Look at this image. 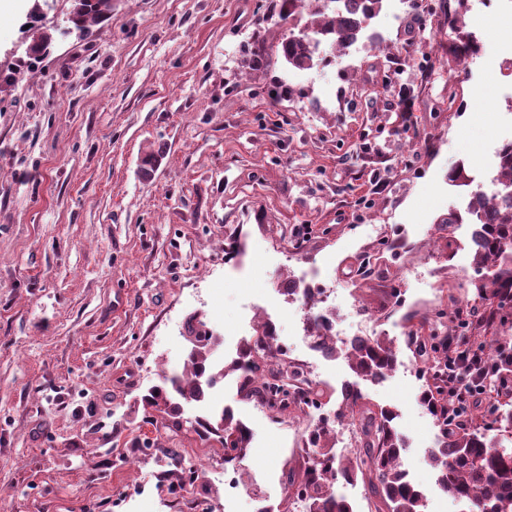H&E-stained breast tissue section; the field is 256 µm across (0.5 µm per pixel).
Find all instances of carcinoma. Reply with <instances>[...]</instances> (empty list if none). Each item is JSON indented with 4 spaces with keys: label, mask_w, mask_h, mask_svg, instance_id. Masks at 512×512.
Listing matches in <instances>:
<instances>
[{
    "label": "carcinoma",
    "mask_w": 512,
    "mask_h": 512,
    "mask_svg": "<svg viewBox=\"0 0 512 512\" xmlns=\"http://www.w3.org/2000/svg\"><path fill=\"white\" fill-rule=\"evenodd\" d=\"M319 18L302 27L304 33H290L282 42V55L288 65L308 70L342 53L361 36L367 21L379 15L384 0H319ZM112 0H82L67 27L83 33L109 17ZM448 28L458 31L455 55L465 65L478 53L476 41L460 31L461 17L447 14ZM160 151L145 153L140 174L152 177ZM495 189L471 191L461 208H452L437 223L474 225L472 263L479 278L472 281L477 296L485 302L484 312L470 322V332L462 336L440 335L439 327L448 312L432 318L420 316L410 336L416 354L424 358L426 380L420 403L441 427L436 446L428 451L430 466L438 486L466 504L478 500L482 512H512V450L488 437L485 423L452 420L453 403L448 396V367L459 353L488 352L494 374L486 379L491 392L512 383V141L498 151ZM188 342L186 372L165 374L159 384L143 396L145 406L157 412L161 424L176 430L187 429L202 440H216L224 448V462L239 463L248 453L250 431L233 411L210 409L192 420L183 417V404H205L211 390L229 372L241 365L246 373L239 384L246 400L277 411L307 414L323 405V391L309 381L301 367L281 356L276 346L275 327L260 321L251 338L239 349V361L229 366L217 363L214 353L220 344L200 315L192 314L185 323ZM352 370L360 377L375 380L397 364V352L380 336L359 339L344 349ZM278 358L273 367L268 359ZM498 435L512 442V407L491 406ZM338 415L355 426L359 453L354 457L337 453L331 442L332 429L325 420L312 423L307 430L304 471L292 467L285 471L286 508L301 500L315 512H353L338 483L358 478L367 483L374 496V512H423L424 499L409 481L399 462L404 443L395 426L396 411L390 406L372 405L364 395L350 387L341 391Z\"/></svg>",
    "instance_id": "carcinoma-1"
}]
</instances>
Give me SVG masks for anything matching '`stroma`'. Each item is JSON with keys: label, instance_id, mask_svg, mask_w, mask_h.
<instances>
[{"label": "stroma", "instance_id": "35a3bbf8", "mask_svg": "<svg viewBox=\"0 0 512 512\" xmlns=\"http://www.w3.org/2000/svg\"><path fill=\"white\" fill-rule=\"evenodd\" d=\"M33 4L12 0L0 17V512L276 507L305 420L270 417L225 376L215 401L252 432V484L228 501L223 449L147 424L141 397L183 371L194 312L230 348L271 319L288 361L307 367L302 297L280 289L313 263L336 319L366 307L398 351L380 383L358 380L344 353L324 361V412L349 384L395 408L424 512H458L427 462L440 427L418 402L409 317L481 306L472 225L437 219L488 187L512 141V0H385L357 43L311 70L281 57V0H112L108 19L66 36L72 0H49L38 25L55 42L31 62ZM455 9L484 45L465 66L444 22ZM150 148L162 157L147 182ZM459 164L470 188L448 180ZM368 254L398 296L363 277ZM174 450L194 481L166 476Z\"/></svg>", "mask_w": 512, "mask_h": 512}]
</instances>
